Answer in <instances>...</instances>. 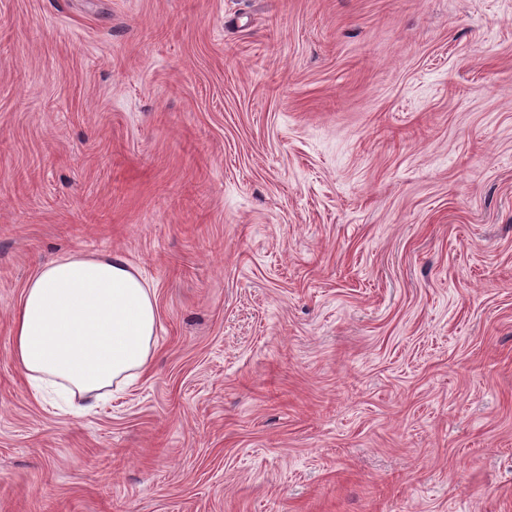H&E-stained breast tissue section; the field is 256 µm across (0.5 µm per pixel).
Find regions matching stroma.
Here are the masks:
<instances>
[{
  "label": "stroma",
  "mask_w": 512,
  "mask_h": 512,
  "mask_svg": "<svg viewBox=\"0 0 512 512\" xmlns=\"http://www.w3.org/2000/svg\"><path fill=\"white\" fill-rule=\"evenodd\" d=\"M112 252L150 370L51 411ZM0 512H512V0H0ZM158 322L154 289L123 255H63L23 288L13 359L33 390L59 391L73 413H85L146 373Z\"/></svg>",
  "instance_id": "stroma-1"
}]
</instances>
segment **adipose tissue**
Returning a JSON list of instances; mask_svg holds the SVG:
<instances>
[{
    "instance_id": "ef3b65f1",
    "label": "adipose tissue",
    "mask_w": 512,
    "mask_h": 512,
    "mask_svg": "<svg viewBox=\"0 0 512 512\" xmlns=\"http://www.w3.org/2000/svg\"><path fill=\"white\" fill-rule=\"evenodd\" d=\"M156 294L120 254L41 264L13 314V359L37 393H63L73 413L143 376L156 344Z\"/></svg>"
}]
</instances>
